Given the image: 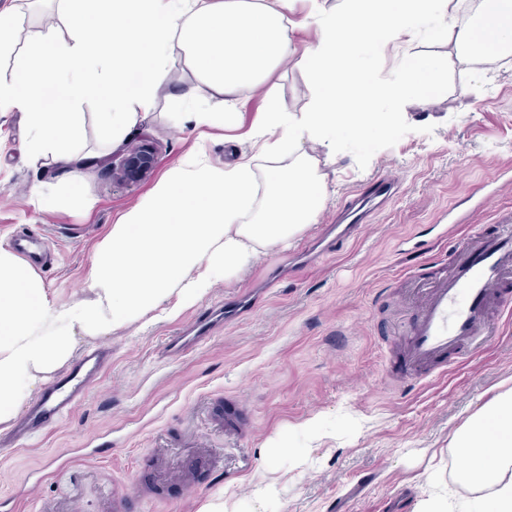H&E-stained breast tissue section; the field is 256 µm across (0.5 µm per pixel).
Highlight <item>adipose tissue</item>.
<instances>
[{
    "label": "adipose tissue",
    "mask_w": 512,
    "mask_h": 512,
    "mask_svg": "<svg viewBox=\"0 0 512 512\" xmlns=\"http://www.w3.org/2000/svg\"><path fill=\"white\" fill-rule=\"evenodd\" d=\"M67 38L46 35L39 51L14 58L15 76L0 83V112L28 119L32 161L53 156L67 169L78 158L79 109L95 101L104 132L129 134L154 107L182 49L222 111L194 109L198 127L231 126L246 89L266 103L251 135L268 166L216 165L188 154L112 226V243L95 257L89 298H51L34 270L0 248V426L11 427L31 399L73 357L75 330L107 337L145 317L173 320L220 277L260 251L316 223L329 194L321 165L340 150L337 132L362 138L387 133L411 89L435 97L441 63L406 55L395 80H377L354 63L355 50L428 35L452 39L463 60L492 67L512 50V0H480L474 21L460 24L461 0H310L315 45L296 52V0H66ZM312 81L305 111L284 105L270 71L290 60ZM322 148L307 153L306 144ZM467 465L447 496L429 495L422 512H512V388L496 394L456 431Z\"/></svg>",
    "instance_id": "obj_1"
}]
</instances>
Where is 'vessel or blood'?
<instances>
[{
  "label": "vessel or blood",
  "instance_id": "b4317fda",
  "mask_svg": "<svg viewBox=\"0 0 512 512\" xmlns=\"http://www.w3.org/2000/svg\"><path fill=\"white\" fill-rule=\"evenodd\" d=\"M452 237V259L438 277L422 283L411 305L406 362L414 379L433 374L447 357L464 361L475 345L493 340L499 322L491 309L512 281V221L502 220L493 234ZM112 364L109 349L99 348L68 367L33 406L18 432L29 438L72 414Z\"/></svg>",
  "mask_w": 512,
  "mask_h": 512
}]
</instances>
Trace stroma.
<instances>
[{
  "label": "stroma",
  "mask_w": 512,
  "mask_h": 512,
  "mask_svg": "<svg viewBox=\"0 0 512 512\" xmlns=\"http://www.w3.org/2000/svg\"><path fill=\"white\" fill-rule=\"evenodd\" d=\"M8 3L18 50L50 30L66 36L61 0L36 10L29 0ZM406 52L444 63L443 93L427 106L408 96L390 134L344 138L324 168L330 194L318 222L301 237L219 280L178 319L144 332L126 325L104 338L112 365L82 406L26 446L0 448V512H106L116 496L127 497V512H201L219 495L237 512H420L432 484H453L464 466L455 432L512 387V316H501L495 344L416 382L404 362L406 300L417 277L448 265L443 224L472 212L471 224L458 227L466 236L512 214V187L478 213L470 198L512 171V53L484 74L457 57L452 41L422 38L358 55L357 63L392 80ZM269 79L287 107L305 110L311 82L303 70L290 63ZM188 92L210 96L178 50L153 110L125 140L146 138L158 149L153 174L130 187L92 164L75 184L52 159L31 165L23 114L0 118V246L25 228L44 234L51 255L29 264L57 301L86 297L113 224L186 153L202 152L214 164L255 155L251 130L265 108L259 93H241L233 127L198 131L182 118ZM97 112L91 101L81 107L77 155L113 153ZM382 175L396 177L400 190L372 223L314 265L295 264L291 252L310 246L348 196ZM253 290L254 307L184 355H164L167 337ZM311 419L313 435L302 429ZM284 441L289 451L281 450ZM90 445L95 457L72 458L63 480L51 478L61 453ZM301 455L306 465L298 464ZM164 468L190 469L195 493L160 480ZM265 484L275 494L256 495Z\"/></svg>",
  "instance_id": "1"
}]
</instances>
